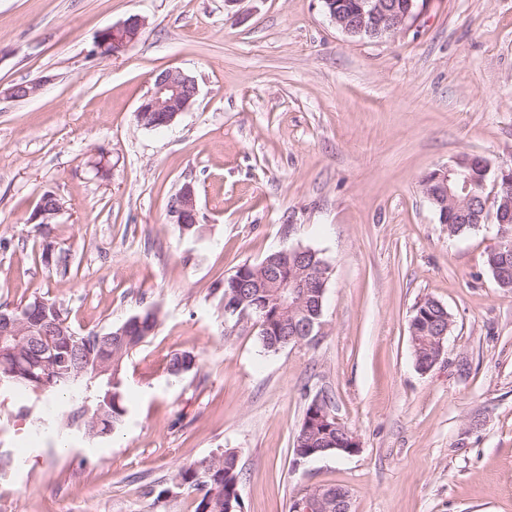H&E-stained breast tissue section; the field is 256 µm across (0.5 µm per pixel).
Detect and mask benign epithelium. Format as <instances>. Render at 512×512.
<instances>
[{
    "label": "benign epithelium",
    "instance_id": "obj_1",
    "mask_svg": "<svg viewBox=\"0 0 512 512\" xmlns=\"http://www.w3.org/2000/svg\"><path fill=\"white\" fill-rule=\"evenodd\" d=\"M324 12L330 21L343 33L354 38L383 39L399 33L414 24L423 12L427 0H363L354 8H349L343 0H321ZM145 25L144 19L131 16L117 26H112L98 35L97 47L107 50L111 44L128 47L139 38ZM198 93L195 77L181 70H166L155 76L153 85L144 96L136 110L138 117L145 112L160 115L161 124L169 126L187 111ZM473 157L462 155L452 162L439 166L429 172L423 182L424 192L430 202L437 205L448 220V211L469 216L474 224L487 221L489 212H494L500 224L512 221V192H495L476 202L469 194L468 168ZM175 213L181 222L194 224L197 221L196 193L193 185L187 184L174 205ZM60 212V205L53 208L40 201L34 208L29 223L50 224ZM493 252L500 254L501 264L497 271V281L512 279V252L504 250V245L497 244ZM273 302L276 305L277 318L281 324L288 323V318L300 312L304 284L289 275L276 273ZM33 329L29 327V313L21 309L0 312V360L14 355L20 348L31 344ZM88 374L95 380L102 376H112V358L106 354L99 355L89 363ZM313 407L320 409L319 420L323 423L333 421L330 428L343 436L336 440V454H354L360 448L359 441L349 432L339 419L317 400ZM336 512H350L349 495L342 488H317L308 491L296 499L294 512H325L330 507Z\"/></svg>",
    "mask_w": 512,
    "mask_h": 512
}]
</instances>
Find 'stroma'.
I'll return each instance as SVG.
<instances>
[{
  "label": "stroma",
  "instance_id": "35a3bbf8",
  "mask_svg": "<svg viewBox=\"0 0 512 512\" xmlns=\"http://www.w3.org/2000/svg\"><path fill=\"white\" fill-rule=\"evenodd\" d=\"M132 15L136 43L97 49ZM167 69L196 78V100L143 128ZM31 81L35 95L0 99V305H62L80 333L161 316L126 362L112 435L65 428L68 397L0 391V512H195L172 477L222 448L239 455L240 512H289L327 485L350 512H512L497 226L449 236L421 184L463 154L512 165V0H428L373 40L320 0H0V87ZM187 183L195 235L171 208ZM47 192L60 213L30 223ZM298 245L332 268L322 328L268 352L255 322L225 320L221 284ZM426 298L452 326L422 372L409 323ZM177 351L197 368L169 375ZM321 396L360 448L302 462L293 440Z\"/></svg>",
  "mask_w": 512,
  "mask_h": 512
}]
</instances>
